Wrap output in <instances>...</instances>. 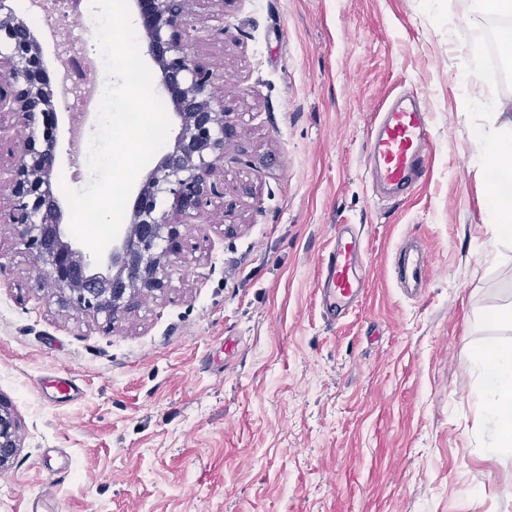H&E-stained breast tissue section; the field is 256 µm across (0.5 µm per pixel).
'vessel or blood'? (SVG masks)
Wrapping results in <instances>:
<instances>
[{"instance_id": "1", "label": "vessel or blood", "mask_w": 512, "mask_h": 512, "mask_svg": "<svg viewBox=\"0 0 512 512\" xmlns=\"http://www.w3.org/2000/svg\"><path fill=\"white\" fill-rule=\"evenodd\" d=\"M428 132L429 115L420 108L395 102L380 112L368 146L377 181L397 195L411 191L426 171ZM363 261L361 238L348 227L337 228L333 248L321 267V293L333 316L352 310L362 296Z\"/></svg>"}]
</instances>
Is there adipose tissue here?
Masks as SVG:
<instances>
[{
	"instance_id": "adipose-tissue-1",
	"label": "adipose tissue",
	"mask_w": 512,
	"mask_h": 512,
	"mask_svg": "<svg viewBox=\"0 0 512 512\" xmlns=\"http://www.w3.org/2000/svg\"><path fill=\"white\" fill-rule=\"evenodd\" d=\"M512 101H494L478 130L483 149L478 161L485 168L494 169L499 177L493 180L489 191L491 221L498 236L512 241ZM475 370L483 387L482 409L487 422L496 432L491 453L512 451V430L503 432V425L512 427V344L491 342L479 348L474 357Z\"/></svg>"
}]
</instances>
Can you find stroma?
I'll use <instances>...</instances> for the list:
<instances>
[{
    "instance_id": "35a3bbf8",
    "label": "stroma",
    "mask_w": 512,
    "mask_h": 512,
    "mask_svg": "<svg viewBox=\"0 0 512 512\" xmlns=\"http://www.w3.org/2000/svg\"><path fill=\"white\" fill-rule=\"evenodd\" d=\"M468 0H232L195 6L189 42L219 66L241 136L224 196L181 225L167 286L120 321L38 288L0 223V398L21 446L0 512L50 490L63 512H512V454L488 451L473 367L512 343V242L496 239L474 159L480 94L512 99ZM430 114L428 167L376 191L367 146L399 96ZM353 225L368 287L330 316L318 292ZM431 258L418 293L397 248ZM70 374L77 399L54 382Z\"/></svg>"
}]
</instances>
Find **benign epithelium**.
Wrapping results in <instances>:
<instances>
[{
  "label": "benign epithelium",
  "instance_id": "7a95c632",
  "mask_svg": "<svg viewBox=\"0 0 512 512\" xmlns=\"http://www.w3.org/2000/svg\"><path fill=\"white\" fill-rule=\"evenodd\" d=\"M195 0H136L147 53L181 117L174 146L141 186L132 224L112 246L105 265L73 246L62 228L53 174L57 167L58 112L53 77L30 28L0 0V112L17 118L27 133L0 134V158L10 164L8 195L0 223L13 226L34 257L35 271H47L48 288L78 314L115 322L143 292L164 288L165 267L181 258L178 226L223 197L218 173L224 146L240 135L231 120L236 107L226 100L212 64L186 39ZM18 425L0 400V468L17 455Z\"/></svg>",
  "mask_w": 512,
  "mask_h": 512
}]
</instances>
